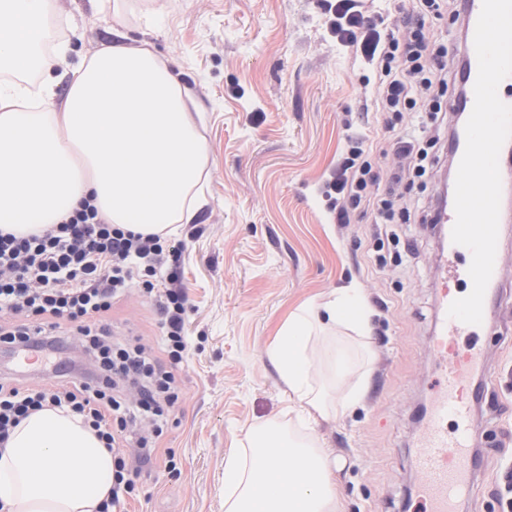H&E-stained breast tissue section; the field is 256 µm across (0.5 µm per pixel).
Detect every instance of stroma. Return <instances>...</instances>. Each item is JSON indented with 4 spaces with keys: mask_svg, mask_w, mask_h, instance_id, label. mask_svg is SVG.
Instances as JSON below:
<instances>
[{
    "mask_svg": "<svg viewBox=\"0 0 512 512\" xmlns=\"http://www.w3.org/2000/svg\"><path fill=\"white\" fill-rule=\"evenodd\" d=\"M73 15L75 52L122 36L150 40L179 68L210 148L207 203L178 235L191 308L179 400L144 467L129 512H225L224 461L248 433L289 421L288 389L268 351L307 301L354 284L370 307L373 360L365 395L345 416L318 421L339 461L341 512H412L415 418L438 375L431 356L434 283L448 258L419 215L396 225L401 262L376 266L366 216L334 224L318 187L335 171L365 70L328 35L320 0H126L116 20L90 0H54ZM501 303L473 337L496 411L477 406L474 494L459 512H512V228L504 227ZM112 329L156 345L155 307L139 287L112 305ZM176 472H168L166 457Z\"/></svg>",
    "mask_w": 512,
    "mask_h": 512,
    "instance_id": "35a3bbf8",
    "label": "stroma"
}]
</instances>
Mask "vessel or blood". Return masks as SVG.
Wrapping results in <instances>:
<instances>
[{
	"label": "vessel or blood",
	"mask_w": 512,
	"mask_h": 512,
	"mask_svg": "<svg viewBox=\"0 0 512 512\" xmlns=\"http://www.w3.org/2000/svg\"><path fill=\"white\" fill-rule=\"evenodd\" d=\"M468 32L458 53L465 62L464 83L467 93L459 103L463 112L474 106L472 88L478 73L473 33L482 0H464ZM442 311L434 331L432 355L440 368V381L434 393L429 421L415 454L419 474V499L415 512H456L461 495L469 492L472 479L471 415L481 388L472 383V375L482 361V351L470 347L455 352L458 337L474 332L475 327L448 317L447 307L454 296L448 290L447 277L437 285Z\"/></svg>",
	"instance_id": "1"
}]
</instances>
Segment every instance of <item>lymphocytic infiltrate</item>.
<instances>
[{"label": "lymphocytic infiltrate", "instance_id": "lymphocytic-infiltrate-1", "mask_svg": "<svg viewBox=\"0 0 512 512\" xmlns=\"http://www.w3.org/2000/svg\"><path fill=\"white\" fill-rule=\"evenodd\" d=\"M454 5L389 0L379 14L370 0L322 3L337 46L373 76L360 106L369 133L346 137L323 193L337 223L373 213L382 268L385 243L396 237L391 223L410 217L401 187L426 172L425 137L410 134L406 118L441 112L443 102L457 100L458 71L433 26ZM384 142L392 161L381 168L372 160ZM182 251L160 235L106 223L87 199L39 234L0 233V312L7 314L0 344L34 354L31 376L0 378V445L43 407L81 417L115 453L111 496L100 512H124L134 498L140 467L156 458V440L178 400L175 373L189 349L188 295L177 271ZM136 280L156 307L161 350L115 339L107 321L113 300ZM44 367L54 369L52 382L34 378Z\"/></svg>", "mask_w": 512, "mask_h": 512}]
</instances>
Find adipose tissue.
I'll list each match as a JSON object with an SVG mask.
<instances>
[{"label":"adipose tissue","instance_id":"ef3b65f1","mask_svg":"<svg viewBox=\"0 0 512 512\" xmlns=\"http://www.w3.org/2000/svg\"><path fill=\"white\" fill-rule=\"evenodd\" d=\"M60 17L52 0H0V73H44L37 92L0 84V232L26 236L59 223L92 197L111 224L169 236L205 204L209 148L193 99L147 44L114 45L82 58L62 108L47 75L70 40L41 45ZM370 310L356 286L335 290L288 321L269 356L292 411L313 420L347 413L366 372L350 349L366 345ZM250 455L224 465L225 512H338L328 449L273 423L252 431ZM114 458L81 419L32 412L0 447V501L8 512H98Z\"/></svg>","mask_w":512,"mask_h":512}]
</instances>
